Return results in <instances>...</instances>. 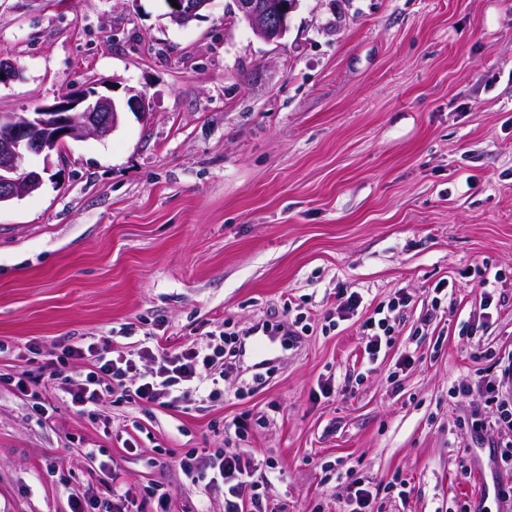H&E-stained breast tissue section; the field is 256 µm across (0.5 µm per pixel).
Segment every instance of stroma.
<instances>
[{
	"instance_id": "obj_1",
	"label": "stroma",
	"mask_w": 512,
	"mask_h": 512,
	"mask_svg": "<svg viewBox=\"0 0 512 512\" xmlns=\"http://www.w3.org/2000/svg\"><path fill=\"white\" fill-rule=\"evenodd\" d=\"M234 10L212 0L179 27L163 0H0V51L24 69L0 114L102 81L152 112L70 142L0 205V512H69L101 478L90 444L142 512L159 485L170 512H224L177 466L210 448L266 469L278 512H341L348 470L380 512H512L494 434L464 426L512 359V0H299L276 43ZM345 288L364 296L349 316ZM397 292L368 366L362 324ZM290 313L299 339L263 369L240 356L212 403L115 394L106 427L58 397L43 423L15 390L64 391L70 369L47 364L82 337L176 347Z\"/></svg>"
}]
</instances>
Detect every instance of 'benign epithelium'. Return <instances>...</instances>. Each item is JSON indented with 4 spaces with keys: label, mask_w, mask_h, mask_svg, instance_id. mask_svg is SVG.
I'll list each match as a JSON object with an SVG mask.
<instances>
[{
    "label": "benign epithelium",
    "mask_w": 512,
    "mask_h": 512,
    "mask_svg": "<svg viewBox=\"0 0 512 512\" xmlns=\"http://www.w3.org/2000/svg\"><path fill=\"white\" fill-rule=\"evenodd\" d=\"M178 7L165 2V17L178 26H187L209 9L211 0H175ZM298 0H235L239 18L252 32L266 40L279 39L287 31L288 15ZM22 69L13 56L0 54V85L20 79ZM140 118L149 116L143 93L128 90L123 104L99 93L93 87H83L65 93L50 104L32 112L0 115V204L22 199L38 191L44 182L40 169L28 165L32 156L44 160L61 154L68 141L86 138L104 139L121 124L125 112Z\"/></svg>",
    "instance_id": "benign-epithelium-1"
}]
</instances>
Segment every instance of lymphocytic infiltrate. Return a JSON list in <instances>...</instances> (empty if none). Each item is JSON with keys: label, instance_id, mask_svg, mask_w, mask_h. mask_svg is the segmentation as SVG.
<instances>
[{"label": "lymphocytic infiltrate", "instance_id": "obj_1", "mask_svg": "<svg viewBox=\"0 0 512 512\" xmlns=\"http://www.w3.org/2000/svg\"><path fill=\"white\" fill-rule=\"evenodd\" d=\"M405 296L389 301L383 317H368L362 324L367 336L365 351L377 359L383 347L389 346L394 333L391 313L404 306ZM223 334L214 332L191 344L161 353L146 346L135 352L113 355L110 341H78L67 345L66 358L86 362L87 370L75 372L74 388L69 389L71 406L81 414L98 413L106 396L120 394L133 401L179 408L200 398L215 401L224 393V365L227 351ZM489 391L496 404L493 417L475 415L471 428L475 431L495 430L498 434L495 459L512 469V361L501 371ZM88 459L96 461L104 477L107 496L93 489H82L71 496V512H127L128 494L123 491L118 473L111 461H99L98 449H86ZM206 468L211 477L209 489L223 492L224 512H271L263 493L268 476L239 453L221 448L207 452Z\"/></svg>", "mask_w": 512, "mask_h": 512}]
</instances>
